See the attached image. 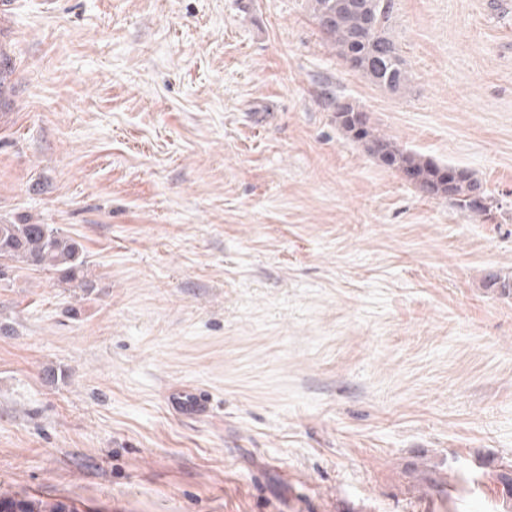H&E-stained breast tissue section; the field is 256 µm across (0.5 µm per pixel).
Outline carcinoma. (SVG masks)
Wrapping results in <instances>:
<instances>
[{"label": "carcinoma", "instance_id": "cac0c4a2", "mask_svg": "<svg viewBox=\"0 0 512 512\" xmlns=\"http://www.w3.org/2000/svg\"><path fill=\"white\" fill-rule=\"evenodd\" d=\"M313 20L342 62H358L353 72L393 93L404 89L409 71L390 35L394 0H313ZM336 125L365 151L390 169L412 174L417 190L428 198L449 200L470 217L486 219L493 200L469 170L439 164L400 148L379 133L367 113L349 103L333 101ZM54 270L68 280L77 279L84 260L79 244L46 224H0V260ZM457 470L448 465V481L437 470H424L419 480L435 495L427 500H448V512L466 489L456 485ZM0 512H79L62 501L49 504L34 495L0 496Z\"/></svg>", "mask_w": 512, "mask_h": 512}]
</instances>
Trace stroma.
I'll return each mask as SVG.
<instances>
[{
  "instance_id": "1",
  "label": "stroma",
  "mask_w": 512,
  "mask_h": 512,
  "mask_svg": "<svg viewBox=\"0 0 512 512\" xmlns=\"http://www.w3.org/2000/svg\"><path fill=\"white\" fill-rule=\"evenodd\" d=\"M311 0H12L0 224L83 280L0 279V493L79 512H411L404 460L512 461V0H395L411 74L347 70ZM472 171L494 220L336 126ZM175 388L212 412L179 416ZM1 259L60 272L77 279L84 260L79 244L46 224H0Z\"/></svg>"
}]
</instances>
